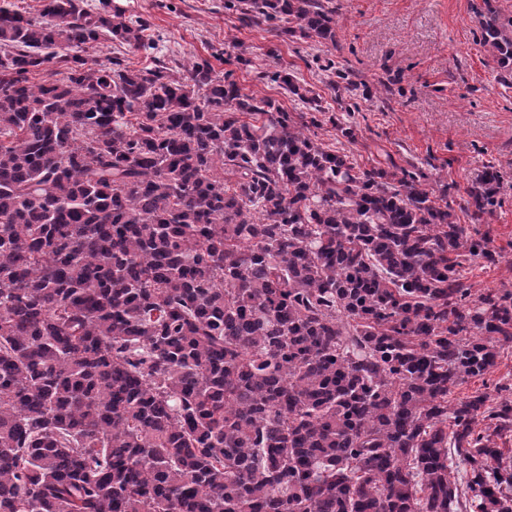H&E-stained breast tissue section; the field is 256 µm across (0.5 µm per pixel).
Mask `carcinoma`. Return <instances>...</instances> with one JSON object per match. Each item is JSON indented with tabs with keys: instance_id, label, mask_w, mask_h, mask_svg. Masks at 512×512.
I'll return each mask as SVG.
<instances>
[{
	"instance_id": "obj_1",
	"label": "carcinoma",
	"mask_w": 512,
	"mask_h": 512,
	"mask_svg": "<svg viewBox=\"0 0 512 512\" xmlns=\"http://www.w3.org/2000/svg\"><path fill=\"white\" fill-rule=\"evenodd\" d=\"M224 13L336 46L329 0ZM104 36L152 66L97 63ZM155 51L112 0L0 5V512H512V384L448 400L512 347V290L467 284L490 239L420 170L306 134L295 72L262 78L310 112ZM322 69L353 142L370 91Z\"/></svg>"
}]
</instances>
